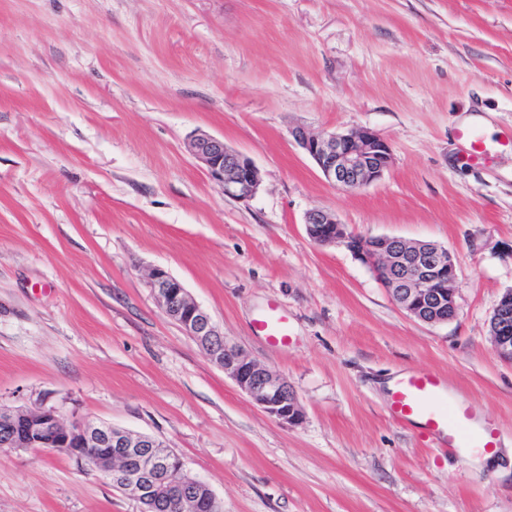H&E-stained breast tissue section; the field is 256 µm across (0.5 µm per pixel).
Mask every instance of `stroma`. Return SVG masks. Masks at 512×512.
Wrapping results in <instances>:
<instances>
[{
    "mask_svg": "<svg viewBox=\"0 0 512 512\" xmlns=\"http://www.w3.org/2000/svg\"><path fill=\"white\" fill-rule=\"evenodd\" d=\"M504 147L470 166L457 131ZM369 128L383 177L329 184L291 132ZM250 158L248 201L188 151ZM347 231L433 242L458 316L409 317ZM161 267L284 377L262 411L157 305ZM512 289V0H0V405L57 407L163 440L224 512H512V464L476 471L392 421L380 384L438 372L512 448V361L490 317ZM277 304L288 342L252 327ZM0 512H139L101 468L0 449Z\"/></svg>",
    "mask_w": 512,
    "mask_h": 512,
    "instance_id": "obj_1",
    "label": "stroma"
}]
</instances>
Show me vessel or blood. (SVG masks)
<instances>
[{
	"label": "vessel or blood",
	"mask_w": 512,
	"mask_h": 512,
	"mask_svg": "<svg viewBox=\"0 0 512 512\" xmlns=\"http://www.w3.org/2000/svg\"><path fill=\"white\" fill-rule=\"evenodd\" d=\"M458 135L470 145L468 161L486 162L497 152L496 146L475 128H460ZM287 323V315L273 304L266 314L256 319L254 328L268 343L276 345L287 340ZM447 391L445 380L435 373H405L395 381L391 390L388 413L403 427L415 430L433 447L463 457L482 447L490 429L474 427L475 415L469 407L460 406L448 413L440 411L438 403Z\"/></svg>",
	"instance_id": "1"
}]
</instances>
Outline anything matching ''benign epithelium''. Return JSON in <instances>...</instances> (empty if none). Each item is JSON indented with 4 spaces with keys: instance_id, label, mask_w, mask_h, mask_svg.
I'll use <instances>...</instances> for the list:
<instances>
[{
    "instance_id": "benign-epithelium-1",
    "label": "benign epithelium",
    "mask_w": 512,
    "mask_h": 512,
    "mask_svg": "<svg viewBox=\"0 0 512 512\" xmlns=\"http://www.w3.org/2000/svg\"><path fill=\"white\" fill-rule=\"evenodd\" d=\"M292 136L326 181L343 190H357L379 180L392 160L387 141L367 128L318 135L297 128ZM188 148L210 177L222 184L224 195L248 200L258 192L260 180L255 165L245 155L227 148L224 140L199 133ZM305 229L318 246L344 244L414 319L431 325L456 319L458 306L452 284L457 267L448 249L430 242L355 235L326 209L308 212ZM149 284L164 313L256 406L288 425L302 419L301 406L288 381L227 342L210 313L190 298L178 279L162 268H154ZM491 338L495 350L512 360V290L494 309ZM0 424L9 431L0 444L3 448H53L82 459V449L109 443L113 447L109 459L95 458L93 462L108 474L112 484L151 508L164 500L174 512H198L207 485L190 476L183 461L173 462L156 450L158 439L153 436L132 435L96 421L67 426L54 406L36 412L1 406Z\"/></svg>"
}]
</instances>
